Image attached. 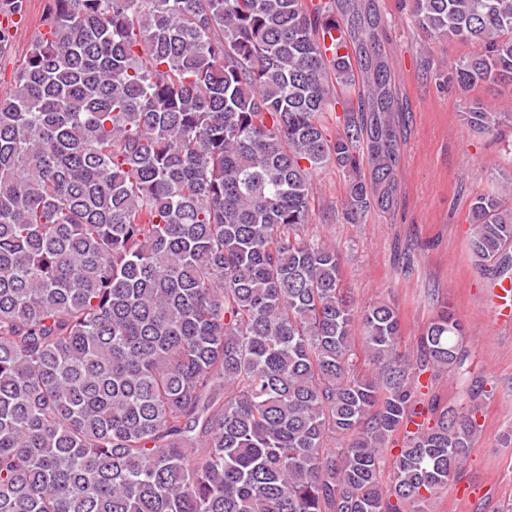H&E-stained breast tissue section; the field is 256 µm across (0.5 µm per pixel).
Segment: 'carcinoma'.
<instances>
[{
  "label": "carcinoma",
  "mask_w": 512,
  "mask_h": 512,
  "mask_svg": "<svg viewBox=\"0 0 512 512\" xmlns=\"http://www.w3.org/2000/svg\"><path fill=\"white\" fill-rule=\"evenodd\" d=\"M369 2L47 0L0 96V512H426L456 477L473 410L417 409L410 376L461 368V321L442 307L400 359L395 307L356 306L336 247L303 235L323 166L366 154L354 220L393 197ZM414 4L431 36L482 45L460 89L512 83V0ZM359 79L332 138L319 115ZM508 191L470 203L496 274Z\"/></svg>",
  "instance_id": "carcinoma-1"
}]
</instances>
